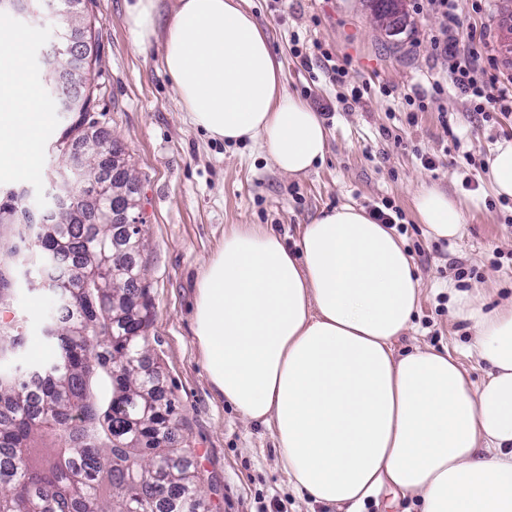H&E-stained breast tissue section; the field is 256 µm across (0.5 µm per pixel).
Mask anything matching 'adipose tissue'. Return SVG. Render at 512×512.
I'll list each match as a JSON object with an SVG mask.
<instances>
[{
  "instance_id": "obj_1",
  "label": "adipose tissue",
  "mask_w": 512,
  "mask_h": 512,
  "mask_svg": "<svg viewBox=\"0 0 512 512\" xmlns=\"http://www.w3.org/2000/svg\"><path fill=\"white\" fill-rule=\"evenodd\" d=\"M25 52L1 22L0 157L20 176L51 120L24 92ZM162 66L212 138L258 144L291 176L323 160L324 122L287 93L246 0H176ZM413 206L430 237H459L464 213L446 192L421 186ZM421 293L403 242L365 208L322 212L291 246L239 224L201 274L194 334L212 385L270 428L293 488L316 504L361 512L385 489L418 512H512V300L451 292L487 366L477 384L448 348L397 350Z\"/></svg>"
}]
</instances>
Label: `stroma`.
I'll list each match as a JSON object with an SVG mask.
<instances>
[{"label":"stroma","instance_id":"35a3bbf8","mask_svg":"<svg viewBox=\"0 0 512 512\" xmlns=\"http://www.w3.org/2000/svg\"><path fill=\"white\" fill-rule=\"evenodd\" d=\"M246 3L282 64L287 92L325 116V158L308 174H282L259 146L229 144L193 126L161 67L162 38L134 47L126 0H79L100 26L90 44L100 58L97 110L90 118L96 135L122 145L141 184L145 248L138 262L153 303L147 356L160 371L163 399L173 404L175 438L193 450L212 512H328L289 484L270 431L243 420L211 384L193 333L200 275L234 225L263 224L291 244L322 210L391 202L402 213L398 234L423 287L415 327L398 348H448L471 380L481 381L483 367L468 355L471 337L452 317L446 287L491 288L498 300L512 296V201L502 202L488 180L493 151L512 139V112L485 118L470 111L446 81L430 42L440 15L415 12L414 0H403L406 24L394 36L376 26L371 0ZM457 12L483 34L498 75L512 78V55L501 48L512 17L501 0H458ZM15 27L30 36L24 65L53 121L40 133L34 173L20 177L0 162V188L25 186L40 198L57 159L52 146L70 117L57 111L42 81L38 53L48 41L44 28L21 21ZM297 48L309 55V64L294 56ZM324 51L346 62L343 82L326 70ZM434 78L443 79L444 93L426 111H409L407 97ZM355 87L364 90L356 102L349 98ZM425 156L433 169L422 165ZM423 183L463 204L461 238L432 239L417 222L412 198ZM53 308L51 296L19 272L10 314L26 338L23 366L53 357L41 333Z\"/></svg>","mask_w":512,"mask_h":512}]
</instances>
